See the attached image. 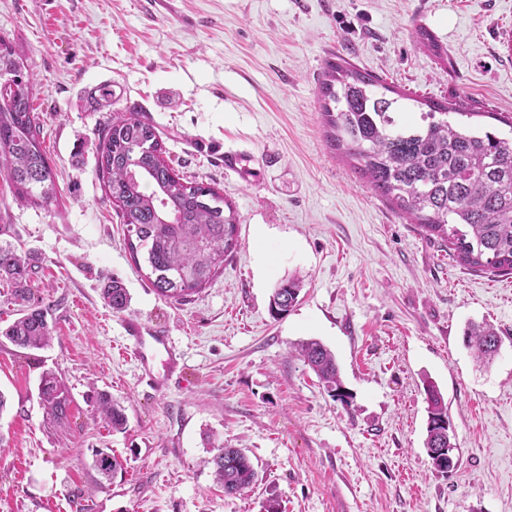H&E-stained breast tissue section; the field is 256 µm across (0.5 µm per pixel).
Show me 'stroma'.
<instances>
[{"label": "stroma", "instance_id": "1", "mask_svg": "<svg viewBox=\"0 0 512 512\" xmlns=\"http://www.w3.org/2000/svg\"><path fill=\"white\" fill-rule=\"evenodd\" d=\"M441 45H419L418 28ZM0 36L30 57L34 106L59 196L15 201L0 179V224L37 255L31 287L52 342L0 344V512H512V274L460 266L325 139L318 86L342 57L400 93L448 99L462 124L512 138V0H0ZM146 112L184 181L210 184L235 211L239 243L187 301L160 298L131 257L125 226L95 175L104 112ZM250 171L225 170V151ZM303 279L297 304L269 311L277 284ZM122 279L129 308L101 295ZM171 339L178 371L146 383L122 350L124 322ZM502 338L481 365L468 322ZM309 339L336 355L350 406L298 355ZM69 388L67 421L39 403L42 374ZM448 405L454 470L424 447L425 381ZM125 409L116 432L91 397ZM259 473L225 495L217 446ZM125 470L99 487L91 451Z\"/></svg>", "mask_w": 512, "mask_h": 512}]
</instances>
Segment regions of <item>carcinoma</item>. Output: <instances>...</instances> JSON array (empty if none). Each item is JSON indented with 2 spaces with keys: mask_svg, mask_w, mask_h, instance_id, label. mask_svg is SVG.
<instances>
[{
  "mask_svg": "<svg viewBox=\"0 0 512 512\" xmlns=\"http://www.w3.org/2000/svg\"><path fill=\"white\" fill-rule=\"evenodd\" d=\"M417 42L435 55L442 49L433 33L416 32ZM0 176L8 180L15 199L47 206L57 196L55 172L42 148V124L34 112V73L28 55L0 37ZM394 89L379 77L355 68L342 57L326 62L318 96L328 147L354 161L352 167L372 190L389 201L425 233L448 241L456 260L475 271L512 273V142L478 128L448 120L465 112L435 99L424 100L428 111L420 120L395 116ZM92 108L112 106V86L90 93ZM95 174L127 227L134 261L144 255L147 279L166 300L180 302L200 291L224 266L237 246L231 204L205 183L184 182L165 160L155 125L138 112H114L99 130ZM34 256L0 241V283L11 288L20 317L0 328L4 339L22 349H41L51 342L48 308L31 304ZM301 281H281L270 298L280 316L297 302ZM112 311H125L130 294L114 278L102 288ZM464 341L479 361L496 354L501 336L491 326L470 325ZM299 355L337 402L348 407L336 358L318 341L301 344ZM428 426L425 448H451L448 404L434 386L426 385ZM39 398L46 417L61 423L71 399L65 384L52 373L43 375ZM97 409L112 425L125 429L124 408L99 392ZM224 494L236 495L258 480V473L240 449H218L212 458ZM93 466L102 478L115 477L122 464L112 453L97 449Z\"/></svg>",
  "mask_w": 512,
  "mask_h": 512,
  "instance_id": "obj_1",
  "label": "carcinoma"
}]
</instances>
